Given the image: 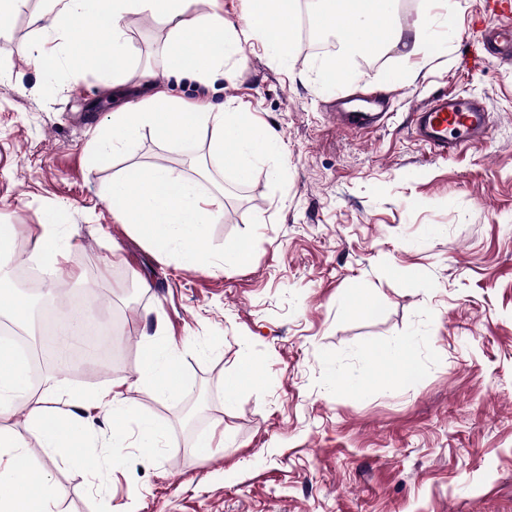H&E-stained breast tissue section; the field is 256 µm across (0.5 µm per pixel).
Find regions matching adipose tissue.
Returning a JSON list of instances; mask_svg holds the SVG:
<instances>
[{"label":"adipose tissue","mask_w":512,"mask_h":512,"mask_svg":"<svg viewBox=\"0 0 512 512\" xmlns=\"http://www.w3.org/2000/svg\"><path fill=\"white\" fill-rule=\"evenodd\" d=\"M241 24H233L217 10L199 12L201 0H46L42 14V40L38 59L49 71H56L62 48H74L77 36L71 21L93 28L98 40L83 59L93 68L122 83L132 54L123 21L131 14L150 16L168 30L166 55L171 72H191L206 83L222 73L225 61L241 52V43L261 38L280 58H288L298 37L294 20L295 0H244ZM320 16L340 44L333 63L321 73L323 83L343 80L357 56L383 47L399 48L403 58L421 54L431 40L428 21L415 29L396 25L395 0H323ZM245 121L237 108L212 110L209 104H188L164 92L144 98L136 105L113 113L111 132L100 133L94 156L120 150L150 129L162 140L179 143L196 141L208 134L216 160L232 155L240 178H248L252 162L268 154L276 139L261 125L249 127L241 136ZM112 203L121 223L136 222L144 238L162 252L179 251L193 259L204 254L206 225L219 221L224 198L204 193L197 182L174 169L154 164L118 173L112 180ZM175 346L148 348L142 373L151 381L155 395L165 397L180 388ZM27 409V431L43 448L61 459H69L73 448L90 437L92 430L79 411L87 404L104 410L111 419L125 417L128 407L116 388L92 393L75 392L64 402L50 394H34L24 358L0 344V415L16 404ZM24 440L0 428V512H53L55 487L41 471L21 465Z\"/></svg>","instance_id":"1"}]
</instances>
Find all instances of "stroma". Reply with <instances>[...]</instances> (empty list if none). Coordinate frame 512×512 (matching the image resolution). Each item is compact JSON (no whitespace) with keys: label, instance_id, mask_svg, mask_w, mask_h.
Here are the masks:
<instances>
[{"label":"stroma","instance_id":"stroma-1","mask_svg":"<svg viewBox=\"0 0 512 512\" xmlns=\"http://www.w3.org/2000/svg\"><path fill=\"white\" fill-rule=\"evenodd\" d=\"M41 0H24L0 35V224L36 261L44 214L68 241L71 284L112 318V362L63 370L41 362L34 392L119 383L131 408L78 446L80 464L37 443L27 465L53 483L56 512H512V62L474 64L483 0H456L439 47L398 49L351 64L342 85L386 95L376 129L341 127L326 54L297 43L288 60L243 42L209 83L170 73L167 30L131 14L133 64L123 86L67 56L38 63ZM157 91L213 108L232 103L271 127L279 149L248 181L210 155L209 137L179 144L142 131L89 163L91 141L119 107ZM482 98L485 142L456 155L419 144L411 114L448 93ZM164 164L224 191L205 227L206 255L162 253L118 223V170ZM249 247L244 267L220 270ZM377 300L356 308L354 290ZM163 321L181 386L155 397L141 374L147 336ZM412 341L418 376L391 381L381 352ZM254 364L232 403L226 378ZM163 426L160 447H135L137 419ZM224 446L200 455L215 425Z\"/></svg>","mask_w":512,"mask_h":512}]
</instances>
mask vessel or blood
<instances>
[{"instance_id": "vessel-or-blood-1", "label": "vessel or blood", "mask_w": 512, "mask_h": 512, "mask_svg": "<svg viewBox=\"0 0 512 512\" xmlns=\"http://www.w3.org/2000/svg\"><path fill=\"white\" fill-rule=\"evenodd\" d=\"M494 57L512 62V21L497 16L476 62ZM384 115L380 112H340L338 123L351 129H370L378 126ZM418 141L432 153L450 156L464 146L487 138L491 117L477 100L444 94L422 105L414 114Z\"/></svg>"}]
</instances>
